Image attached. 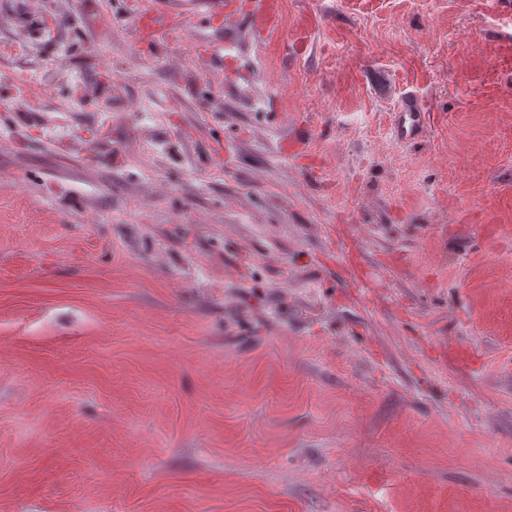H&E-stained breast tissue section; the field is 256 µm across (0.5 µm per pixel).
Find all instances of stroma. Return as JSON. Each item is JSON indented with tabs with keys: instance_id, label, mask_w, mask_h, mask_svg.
<instances>
[{
	"instance_id": "1",
	"label": "stroma",
	"mask_w": 512,
	"mask_h": 512,
	"mask_svg": "<svg viewBox=\"0 0 512 512\" xmlns=\"http://www.w3.org/2000/svg\"><path fill=\"white\" fill-rule=\"evenodd\" d=\"M254 2L0 0V512H512V0ZM422 112H425V109L418 98H404L394 116L393 133L395 137L400 140L422 137L425 132Z\"/></svg>"
}]
</instances>
